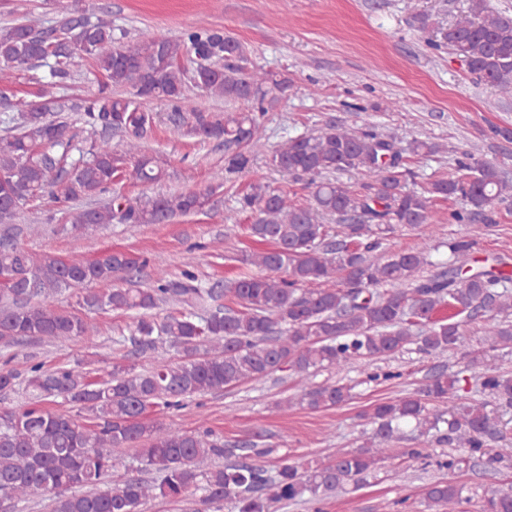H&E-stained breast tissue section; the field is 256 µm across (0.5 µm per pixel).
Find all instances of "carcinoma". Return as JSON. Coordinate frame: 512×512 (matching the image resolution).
<instances>
[{"label":"carcinoma","instance_id":"cac0c4a2","mask_svg":"<svg viewBox=\"0 0 512 512\" xmlns=\"http://www.w3.org/2000/svg\"><path fill=\"white\" fill-rule=\"evenodd\" d=\"M21 17L0 27V83L19 70L44 66L37 100L16 111L0 94L4 134H0V344L58 340L80 342L99 332L98 323L54 307V294L78 287L79 305L89 313L112 310L132 316L131 354L150 367L135 371L116 362L103 376L87 362L44 369L23 357L25 369L0 365V392L24 378L30 403L0 411V504L41 496L49 512H144L154 499L190 500L233 512H271L275 504L318 501L358 488L391 458L392 444L410 427L420 436L458 449L437 461L450 477L426 484V512H461L463 486L455 471L478 463L496 468L504 459L497 408H512V375L488 365L487 353L512 348V270L466 267L482 228L492 223L494 202L512 199V180L496 165L468 152L458 160L460 175L438 178L421 190L406 188L410 171L401 165L395 141L373 130L328 126L289 138L272 153L271 163L295 178H318L312 201L295 205L267 184H254L238 200L255 216L249 233L269 247L244 262L262 274H241L203 288L185 269L170 277L162 262L108 251L86 261L36 254L18 243L38 225L17 226L25 201L45 190L75 204L70 231L117 221L137 226L165 224L176 216L211 207V195L189 191L135 205L115 193L102 206L85 201L112 191L128 160L145 184L160 181L165 168L146 150L156 114L149 104L171 108L174 129L219 141L239 151L228 155L224 171L245 169L265 145L250 112H215L188 94L194 86L226 102L273 105L289 81L261 69L249 70L245 46L219 29H191L179 40L157 30L143 32L136 46L117 44L112 20L94 16L90 5H63V17L46 25L18 4ZM441 40L465 63L477 82L512 97V14L488 11L487 0H469L441 32ZM88 55L103 83L96 94L72 100L57 91L72 79V59ZM186 60L189 66L181 65ZM129 86L123 96L114 88ZM18 115H13V112ZM77 113L88 136L80 139L65 114ZM121 138L123 152L112 149ZM359 172L371 178L358 193L339 175ZM459 200L448 215L434 210L437 200ZM345 222L330 239L328 217ZM468 224L472 233L448 242L454 261L436 264L428 241L444 222ZM398 227L419 231V247L378 254L386 234ZM440 266L431 273L428 268ZM152 267L143 288L141 272ZM91 284H110L99 292ZM228 297L229 307L220 300ZM174 304L163 316L154 310ZM481 325V348L466 349L474 321ZM170 344L172 360L159 351ZM427 355L461 352L465 365L437 370L412 393L380 401L360 417L373 426L371 447L336 449L329 462L281 463L271 471L259 463L229 462L236 449L208 427L181 430L150 420L147 412L178 410L195 395L222 391L247 381L285 372L299 379L288 405L311 410L339 406L351 387L314 384L310 376L350 364L385 360L410 350ZM491 401L467 394L468 380ZM61 398L87 412V422L52 412L46 402ZM135 458L144 476L110 481L130 470ZM480 512H512V487L484 492Z\"/></svg>","mask_w":512,"mask_h":512}]
</instances>
